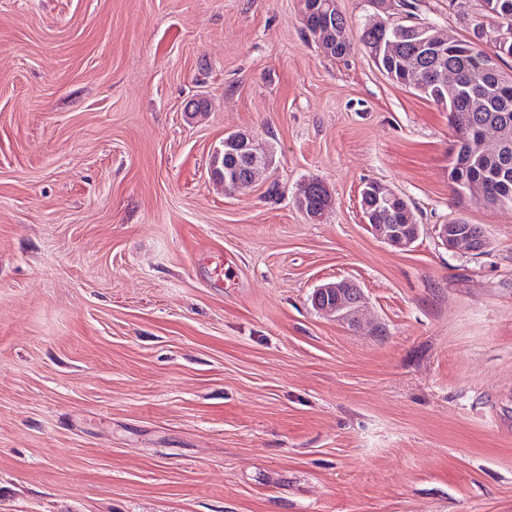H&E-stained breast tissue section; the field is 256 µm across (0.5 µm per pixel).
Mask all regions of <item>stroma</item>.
Returning a JSON list of instances; mask_svg holds the SVG:
<instances>
[{
    "label": "stroma",
    "instance_id": "obj_1",
    "mask_svg": "<svg viewBox=\"0 0 512 512\" xmlns=\"http://www.w3.org/2000/svg\"><path fill=\"white\" fill-rule=\"evenodd\" d=\"M337 3L341 58L300 0H0V512H512V209L453 193L447 109ZM230 131L272 157L234 194ZM339 279L358 326L311 305ZM297 207H305L308 213L320 219L330 204V194L327 187L318 180H312L304 184L298 197ZM378 188L384 187L386 194H392L387 209L379 210L377 205L388 201V197L381 196ZM366 190L360 192V206L364 213L369 214V221L374 225L375 232L390 245L407 249L411 247L417 236H419V225L413 223V217L407 201L390 188L376 183L366 184ZM375 192L376 199H375ZM372 221V222H371ZM479 226V225H478ZM475 224H470L464 218H456L448 222L447 224H441L438 226V236L443 240V245L448 248L449 251L453 252H464V253H477L485 249L481 246L483 236L477 237L467 227L478 231V227ZM456 228H465L462 231L453 232ZM449 232H453L448 235Z\"/></svg>",
    "mask_w": 512,
    "mask_h": 512
}]
</instances>
